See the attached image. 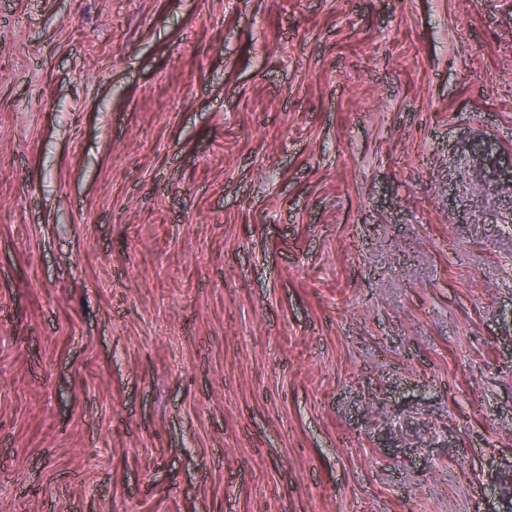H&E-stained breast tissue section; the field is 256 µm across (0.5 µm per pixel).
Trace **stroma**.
I'll use <instances>...</instances> for the list:
<instances>
[{
    "label": "stroma",
    "instance_id": "35a3bbf8",
    "mask_svg": "<svg viewBox=\"0 0 512 512\" xmlns=\"http://www.w3.org/2000/svg\"><path fill=\"white\" fill-rule=\"evenodd\" d=\"M0 512H512V0H0Z\"/></svg>",
    "mask_w": 512,
    "mask_h": 512
}]
</instances>
